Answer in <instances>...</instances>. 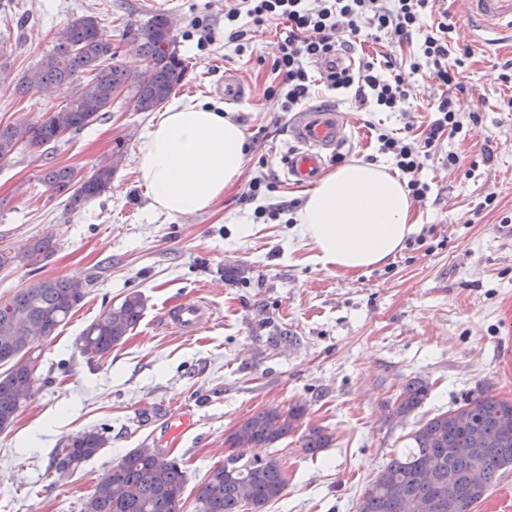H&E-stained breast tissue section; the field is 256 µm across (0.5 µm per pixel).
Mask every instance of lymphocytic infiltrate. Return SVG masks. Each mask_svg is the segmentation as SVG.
I'll return each instance as SVG.
<instances>
[{"instance_id":"lymphocytic-infiltrate-1","label":"lymphocytic infiltrate","mask_w":512,"mask_h":512,"mask_svg":"<svg viewBox=\"0 0 512 512\" xmlns=\"http://www.w3.org/2000/svg\"><path fill=\"white\" fill-rule=\"evenodd\" d=\"M437 16L433 30H425L427 16ZM448 11L436 0H224V36L228 41L246 40L248 32L240 23L249 18L252 26L262 27L281 21L283 36L271 45V70L277 78L265 90L267 97H280L281 108L289 112L309 98L315 81L313 66L336 53L337 46L355 49L367 40L385 34L397 44L423 32L424 40L407 63L385 58L341 71L329 70L324 79L329 89L353 92L358 104L375 103L384 112L397 108L409 96L405 72L428 70L434 80L446 87L460 84V73L449 65ZM433 117L420 136L397 138L379 135V150L392 155L397 168L409 175L408 188L414 198L425 199L428 187L417 179L422 160L443 137L461 133L464 125L455 98L445 96L432 106Z\"/></svg>"}]
</instances>
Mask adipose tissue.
I'll list each match as a JSON object with an SVG mask.
<instances>
[{
  "instance_id": "1",
  "label": "adipose tissue",
  "mask_w": 512,
  "mask_h": 512,
  "mask_svg": "<svg viewBox=\"0 0 512 512\" xmlns=\"http://www.w3.org/2000/svg\"><path fill=\"white\" fill-rule=\"evenodd\" d=\"M246 154L245 131L223 106L180 99L143 137L136 164L153 211L177 217L221 200ZM295 219L317 261L347 274L384 264L416 229L405 184L386 165L361 160L322 177Z\"/></svg>"
}]
</instances>
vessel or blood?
Here are the masks:
<instances>
[{"label":"vessel or blood","mask_w":512,"mask_h":512,"mask_svg":"<svg viewBox=\"0 0 512 512\" xmlns=\"http://www.w3.org/2000/svg\"><path fill=\"white\" fill-rule=\"evenodd\" d=\"M463 20L474 33V45L483 49L512 41V0H463ZM347 122L342 113L327 105L308 106L294 113L289 129L293 146L285 162L287 182L313 186L323 174L328 159L345 140ZM211 313L199 301L167 306L164 324L182 334L192 333Z\"/></svg>","instance_id":"vessel-or-blood-1"}]
</instances>
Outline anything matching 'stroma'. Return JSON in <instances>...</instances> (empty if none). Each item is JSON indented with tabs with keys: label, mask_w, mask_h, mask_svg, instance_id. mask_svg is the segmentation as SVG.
<instances>
[{
	"label": "stroma",
	"mask_w": 512,
	"mask_h": 512,
	"mask_svg": "<svg viewBox=\"0 0 512 512\" xmlns=\"http://www.w3.org/2000/svg\"><path fill=\"white\" fill-rule=\"evenodd\" d=\"M174 24L188 71L178 98L223 104L244 127L250 150L237 183L213 208L191 216L153 212L138 182L135 154L152 112L114 100L110 112L52 144L0 163V301L41 280L75 278L84 297L55 336L37 342L36 390L0 433V512H81L100 477L128 451L149 445L176 458L186 473L183 512L195 488L224 460L225 436L251 414L304 405L307 426L332 434L310 456L298 436L273 453L287 479L285 495L265 512H356L361 495L420 419L448 411L471 392L512 400V86L497 75L512 45L464 57L459 96L476 113L466 136L443 138L424 158L430 187L412 204L418 226L385 264L357 275L321 267L287 215L258 219L246 198L259 171L276 179L269 202L303 201L283 161L293 142L290 113L266 99L272 85L269 46L283 27L250 33L245 49L224 38V0H0V122L37 120L66 103L77 83L19 94L16 87L74 17H98L132 73L145 63L123 35L153 14ZM247 85L238 103L224 100V72ZM410 97L392 112L357 107L350 91L313 88L351 119L348 138L328 169L378 154V133L424 130L445 87L427 71L406 74ZM460 162L449 168V153ZM91 175L113 164L112 184L76 207L42 180L45 163ZM493 203H486V196ZM48 238L47 256L25 259ZM132 292L145 301L126 340L99 359L75 340ZM203 299L215 312L191 336L167 330L164 307ZM288 332L293 340L274 344ZM430 385L404 421L388 407L407 380ZM99 429L107 442L79 469L56 474V451Z\"/></svg>",
	"instance_id": "stroma-1"
}]
</instances>
